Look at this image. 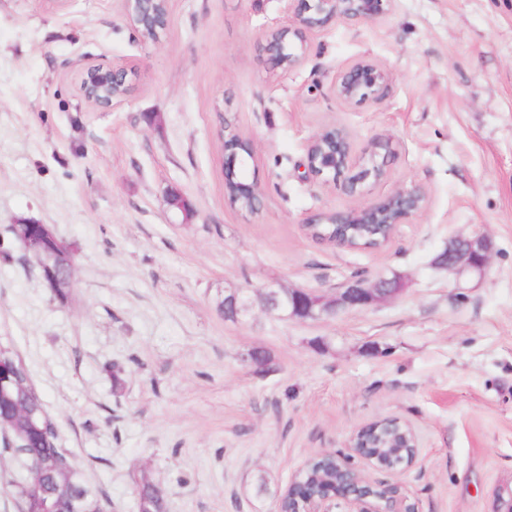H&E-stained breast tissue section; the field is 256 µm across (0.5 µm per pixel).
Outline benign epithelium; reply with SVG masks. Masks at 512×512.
Wrapping results in <instances>:
<instances>
[{"label": "benign epithelium", "mask_w": 512, "mask_h": 512, "mask_svg": "<svg viewBox=\"0 0 512 512\" xmlns=\"http://www.w3.org/2000/svg\"><path fill=\"white\" fill-rule=\"evenodd\" d=\"M157 0H125L127 20L137 34L155 16ZM288 24L265 34V51L271 64V73L280 77L299 66L308 51V35L333 23L368 22L391 14L396 0H287ZM125 68L87 67L81 76L80 90L83 97L101 108H110L121 102L102 93L115 82L129 86ZM391 71L369 59H358L341 67L332 78L330 91L337 100L360 106L382 99L391 84ZM239 137L234 131L224 132L226 169L235 170L243 163L237 146L229 140ZM392 154L391 143H376L369 150L354 152L348 132L333 126L314 134L307 145L308 171L340 186L353 200L365 194L368 180L375 182L387 178L388 158ZM242 192L257 198V207L263 206V191L255 183L245 180L224 181V193ZM428 204L426 191L419 185L403 186L384 199L353 206L344 211L331 213L338 224H408ZM21 250L28 260L35 262L45 285L55 284L57 270L58 237L49 224H29L23 234ZM493 252L491 239L485 234L456 236L444 249V262L438 268L445 269L456 278L467 274L482 276L489 268ZM407 287L401 274L387 279L379 276L373 280L356 277L333 294L316 290L287 289L277 283L265 286L258 295L261 308L268 314L296 317L309 315L315 319L327 318L339 312L358 310L392 300ZM253 307L250 293L245 288L224 289V318L238 320L248 315ZM400 427L393 418L384 419L355 431L350 438L351 453L326 452L334 464V477L323 483L317 493H310L301 478L291 484L294 491L289 499L294 503L292 512H332L328 502L342 500L347 512H418V506L404 493L398 481H372L355 464L359 458L380 471L403 473L418 462L420 443L412 428L400 433L404 444L399 449L379 456L374 442L364 435L385 425Z\"/></svg>", "instance_id": "obj_1"}]
</instances>
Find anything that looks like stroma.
<instances>
[{
  "instance_id": "obj_1",
  "label": "stroma",
  "mask_w": 512,
  "mask_h": 512,
  "mask_svg": "<svg viewBox=\"0 0 512 512\" xmlns=\"http://www.w3.org/2000/svg\"><path fill=\"white\" fill-rule=\"evenodd\" d=\"M167 11L152 42L125 0H0V239L28 220L75 249L64 305L21 250L0 258V343L23 360L60 447L104 512H140L144 477L166 512H276L310 457L395 418L420 438L419 464L399 477L420 512H492L512 492V0H398L386 17L311 34L281 78L263 34L286 23L285 0ZM361 58L393 80L350 106L330 82ZM88 65L132 70L126 100L86 102ZM228 124L253 145L255 215L224 198ZM330 126L358 151L392 142L365 202L413 182L427 192L383 249L306 231L352 204L307 169L309 139ZM173 190L193 218L168 205ZM475 232L493 242L491 265L456 282L432 260ZM391 270L408 282L399 297L333 318L256 307L232 321L217 307L231 287L333 292ZM254 349L268 370L247 362ZM27 475L0 450V512H18Z\"/></svg>"
}]
</instances>
